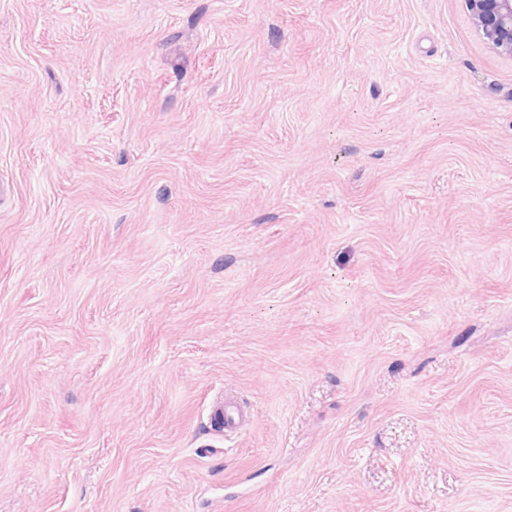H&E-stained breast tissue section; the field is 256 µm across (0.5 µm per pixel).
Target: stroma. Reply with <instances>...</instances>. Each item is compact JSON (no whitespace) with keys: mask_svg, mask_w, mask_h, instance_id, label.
Masks as SVG:
<instances>
[{"mask_svg":"<svg viewBox=\"0 0 512 512\" xmlns=\"http://www.w3.org/2000/svg\"><path fill=\"white\" fill-rule=\"evenodd\" d=\"M0 512H512L464 0H0Z\"/></svg>","mask_w":512,"mask_h":512,"instance_id":"stroma-1","label":"stroma"}]
</instances>
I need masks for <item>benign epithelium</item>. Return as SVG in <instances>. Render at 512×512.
Listing matches in <instances>:
<instances>
[{"label":"benign epithelium","instance_id":"obj_1","mask_svg":"<svg viewBox=\"0 0 512 512\" xmlns=\"http://www.w3.org/2000/svg\"><path fill=\"white\" fill-rule=\"evenodd\" d=\"M470 21L486 47L512 59V0H464Z\"/></svg>","mask_w":512,"mask_h":512}]
</instances>
